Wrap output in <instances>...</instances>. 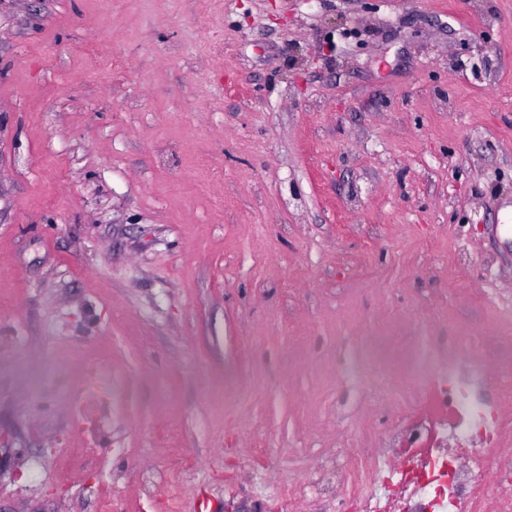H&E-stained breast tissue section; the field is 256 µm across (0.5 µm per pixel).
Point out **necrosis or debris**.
Returning a JSON list of instances; mask_svg holds the SVG:
<instances>
[{
    "mask_svg": "<svg viewBox=\"0 0 512 512\" xmlns=\"http://www.w3.org/2000/svg\"><path fill=\"white\" fill-rule=\"evenodd\" d=\"M427 401L397 414L379 450L337 458L289 483V502L343 496L354 512H512V459L498 455L512 430V382L472 347L444 337L419 345ZM496 387L497 402L485 397Z\"/></svg>",
    "mask_w": 512,
    "mask_h": 512,
    "instance_id": "obj_1",
    "label": "necrosis or debris"
}]
</instances>
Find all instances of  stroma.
<instances>
[{
	"mask_svg": "<svg viewBox=\"0 0 512 512\" xmlns=\"http://www.w3.org/2000/svg\"><path fill=\"white\" fill-rule=\"evenodd\" d=\"M504 320L512 0H0V512H349L337 414ZM94 380L97 383L99 389L111 390L112 381L111 378L102 371L93 372ZM99 389H90L84 395H82L85 406V415L93 413L96 410L97 405L102 403L103 391Z\"/></svg>",
	"mask_w": 512,
	"mask_h": 512,
	"instance_id": "stroma-1",
	"label": "stroma"
}]
</instances>
